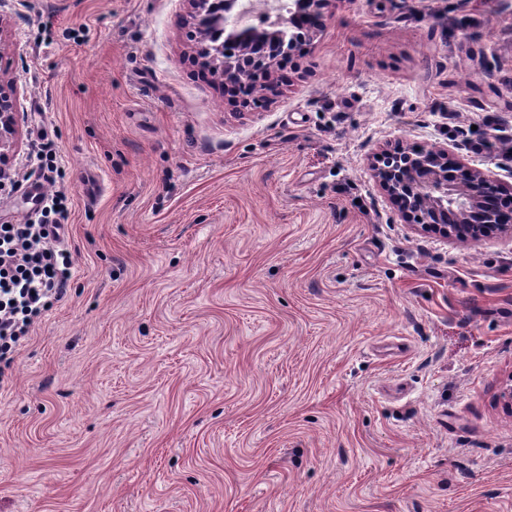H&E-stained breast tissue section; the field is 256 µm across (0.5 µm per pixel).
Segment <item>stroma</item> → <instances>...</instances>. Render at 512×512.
<instances>
[{
  "instance_id": "stroma-1",
  "label": "stroma",
  "mask_w": 512,
  "mask_h": 512,
  "mask_svg": "<svg viewBox=\"0 0 512 512\" xmlns=\"http://www.w3.org/2000/svg\"><path fill=\"white\" fill-rule=\"evenodd\" d=\"M185 0H0L71 283L0 369V512H512V239L405 222L387 144L512 185V0H343L269 101L188 58Z\"/></svg>"
}]
</instances>
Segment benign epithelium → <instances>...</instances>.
I'll return each mask as SVG.
<instances>
[{"label":"benign epithelium","mask_w":512,"mask_h":512,"mask_svg":"<svg viewBox=\"0 0 512 512\" xmlns=\"http://www.w3.org/2000/svg\"><path fill=\"white\" fill-rule=\"evenodd\" d=\"M194 22L193 40L199 62L221 76L224 89L235 88L229 77L239 72H267L282 57L293 56L304 43H315L340 0H278L274 16L256 25L246 21L250 0H186ZM221 7L222 38L213 41L202 21ZM21 123L17 89L0 80V185L16 147ZM368 169L402 217L444 238L480 242L493 236L512 237V210L501 205L512 199L505 188L481 169L452 158L448 145L384 148L367 159Z\"/></svg>","instance_id":"7a95c632"}]
</instances>
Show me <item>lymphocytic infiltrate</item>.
<instances>
[{"label":"lymphocytic infiltrate","mask_w":512,"mask_h":512,"mask_svg":"<svg viewBox=\"0 0 512 512\" xmlns=\"http://www.w3.org/2000/svg\"><path fill=\"white\" fill-rule=\"evenodd\" d=\"M64 201V194H52L40 223L0 224V360L17 350L67 292L73 260L60 238Z\"/></svg>","instance_id":"1"}]
</instances>
